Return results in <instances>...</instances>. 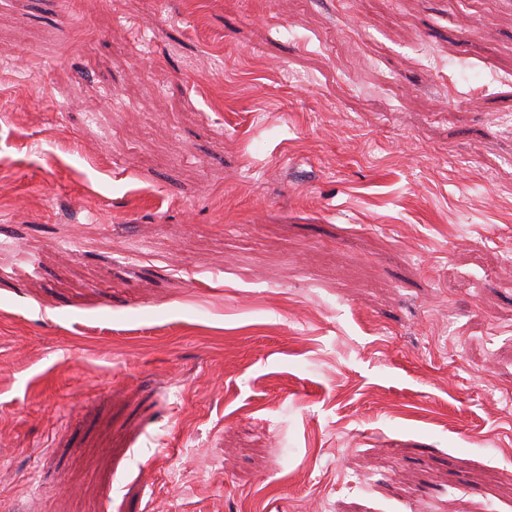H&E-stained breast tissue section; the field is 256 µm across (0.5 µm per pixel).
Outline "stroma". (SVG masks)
<instances>
[{
	"label": "stroma",
	"mask_w": 512,
	"mask_h": 512,
	"mask_svg": "<svg viewBox=\"0 0 512 512\" xmlns=\"http://www.w3.org/2000/svg\"><path fill=\"white\" fill-rule=\"evenodd\" d=\"M512 0H0V512H512Z\"/></svg>",
	"instance_id": "obj_1"
}]
</instances>
